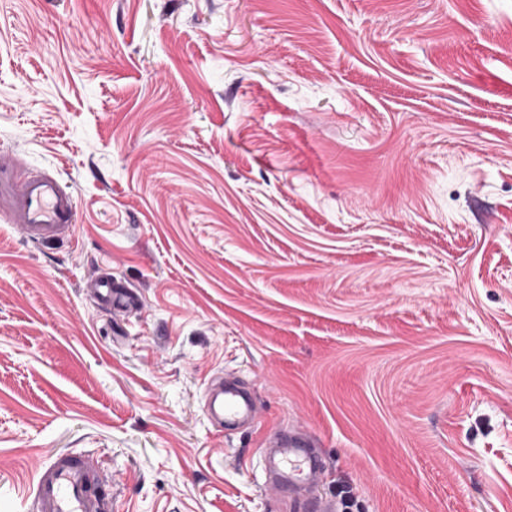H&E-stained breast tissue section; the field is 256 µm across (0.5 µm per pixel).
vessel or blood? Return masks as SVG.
I'll return each mask as SVG.
<instances>
[{
  "mask_svg": "<svg viewBox=\"0 0 512 512\" xmlns=\"http://www.w3.org/2000/svg\"><path fill=\"white\" fill-rule=\"evenodd\" d=\"M10 221L38 246L72 241L77 233L76 201L56 174L44 169L23 181L13 197ZM87 287L110 312L140 304L137 293L106 270L95 271ZM206 408L214 423L227 430L256 422L252 394L228 380L211 381ZM261 455L270 482L292 494L307 490L326 470L316 439L295 426L269 431L261 442ZM100 487L101 479L89 458L60 454L36 470L31 493L36 512H106L108 503Z\"/></svg>",
  "mask_w": 512,
  "mask_h": 512,
  "instance_id": "vessel-or-blood-1",
  "label": "vessel or blood"
}]
</instances>
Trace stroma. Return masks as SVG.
I'll return each instance as SVG.
<instances>
[{"label": "stroma", "instance_id": "35a3bbf8", "mask_svg": "<svg viewBox=\"0 0 512 512\" xmlns=\"http://www.w3.org/2000/svg\"><path fill=\"white\" fill-rule=\"evenodd\" d=\"M32 168L78 236L0 221V512L58 454L111 512H309L295 422L312 496L512 512V0H0V213ZM86 288L97 303L110 313L141 306L137 293L112 276V271H95L87 280ZM206 408L214 424L224 430L240 429L256 422V404L252 394L231 382L215 379L207 387ZM269 431L261 442V455L271 483L291 494L306 491L326 471L319 444L310 434L293 425Z\"/></svg>", "mask_w": 512, "mask_h": 512}]
</instances>
